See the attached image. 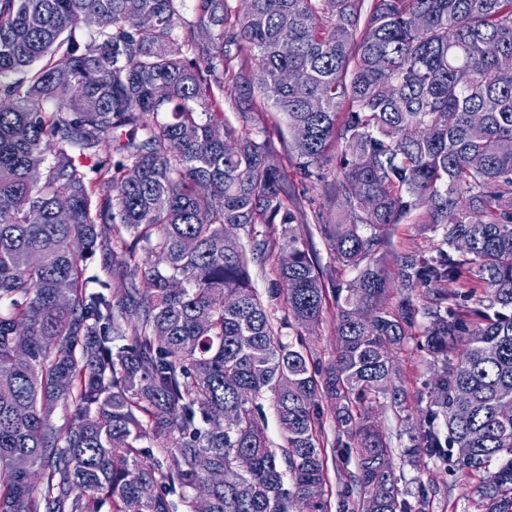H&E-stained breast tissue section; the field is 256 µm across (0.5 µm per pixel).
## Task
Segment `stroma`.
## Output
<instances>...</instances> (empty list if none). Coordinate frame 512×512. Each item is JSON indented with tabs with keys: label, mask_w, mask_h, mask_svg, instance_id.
Listing matches in <instances>:
<instances>
[{
	"label": "stroma",
	"mask_w": 512,
	"mask_h": 512,
	"mask_svg": "<svg viewBox=\"0 0 512 512\" xmlns=\"http://www.w3.org/2000/svg\"><path fill=\"white\" fill-rule=\"evenodd\" d=\"M335 328L336 305L330 299L326 302L324 321L316 333L309 335L300 332L298 327H286L282 330V339L295 345L304 344L313 360L324 366L335 355ZM394 366L397 382L406 391L404 408L395 410L390 394L384 393L377 398L373 410L389 438L391 464L404 498L414 500L419 489L423 488L429 494V512H478L477 480L454 475L443 464L431 459L413 462L404 454L426 407L437 366H434L427 350L414 340L405 342L396 350Z\"/></svg>",
	"instance_id": "stroma-1"
}]
</instances>
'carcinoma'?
Here are the masks:
<instances>
[{"label":"carcinoma","instance_id":"1","mask_svg":"<svg viewBox=\"0 0 512 512\" xmlns=\"http://www.w3.org/2000/svg\"><path fill=\"white\" fill-rule=\"evenodd\" d=\"M507 58L512 0H0V512H194L206 483L209 512H328L309 493L328 478L323 400L333 453L356 459L342 508L416 512L370 406L405 401L393 351L417 333L442 371L405 453L512 512ZM227 104L282 113L304 179L339 156L331 288L295 228L316 200ZM413 213L440 240L392 254V305L382 260ZM257 263L309 333L332 292L323 372L283 342Z\"/></svg>","mask_w":512,"mask_h":512}]
</instances>
